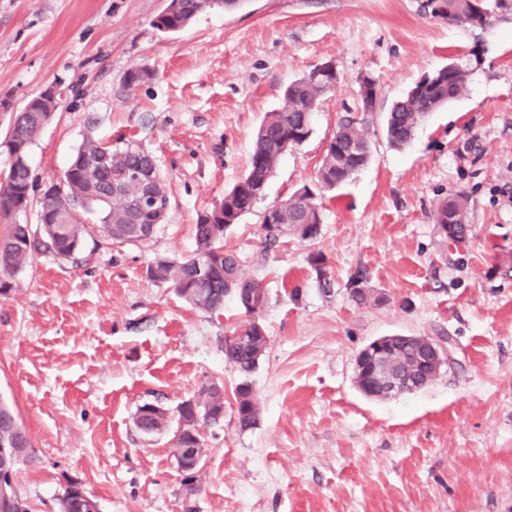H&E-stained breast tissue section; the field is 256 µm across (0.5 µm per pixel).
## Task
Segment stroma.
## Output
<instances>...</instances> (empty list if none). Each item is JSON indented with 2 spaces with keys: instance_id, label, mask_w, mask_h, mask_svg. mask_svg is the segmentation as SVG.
Returning <instances> with one entry per match:
<instances>
[{
  "instance_id": "35a3bbf8",
  "label": "stroma",
  "mask_w": 512,
  "mask_h": 512,
  "mask_svg": "<svg viewBox=\"0 0 512 512\" xmlns=\"http://www.w3.org/2000/svg\"><path fill=\"white\" fill-rule=\"evenodd\" d=\"M166 6L0 0V135L29 99L61 93L30 150L37 183L63 172L92 120L104 142H144L170 197L149 240L106 245L88 217L73 258L36 255L0 295V399L30 437L35 461L15 476L29 512H58L71 482L100 512H512V23L450 22L421 0H244L164 34L154 21ZM329 60L339 79L311 136L222 239L268 297L252 376L259 413L244 429L239 376L224 361L241 307L230 295L222 311L201 312L148 266L194 254L199 216L247 173L266 113ZM451 62L467 73L465 92L392 148L389 108ZM367 77L379 88L359 125L368 164L318 191L316 239L267 245L265 209L315 188ZM455 194L470 225L459 246L434 223ZM317 252L331 288L308 261ZM358 279L379 301H352ZM388 335L452 339L453 363L418 392L369 398L354 360ZM212 382L224 386V419L200 428L190 494L176 423L147 435L135 414L147 403L176 411Z\"/></svg>"
}]
</instances>
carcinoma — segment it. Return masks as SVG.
Returning a JSON list of instances; mask_svg holds the SVG:
<instances>
[{
    "instance_id": "cac0c4a2",
    "label": "carcinoma",
    "mask_w": 512,
    "mask_h": 512,
    "mask_svg": "<svg viewBox=\"0 0 512 512\" xmlns=\"http://www.w3.org/2000/svg\"><path fill=\"white\" fill-rule=\"evenodd\" d=\"M201 13L197 0H179V10L161 19L167 27L186 28ZM466 73L456 67L448 78V89L438 95L417 96L412 92L395 102L386 116V133L390 145L400 149L408 144L423 117L455 99L465 89ZM333 85L329 79L316 76L311 68L295 79L283 92L280 108L267 113L259 126L253 141L251 162L243 181L237 182L224 192V198L214 204L210 211L200 217L195 225L196 252L180 261L157 258L149 268V277L158 283L168 284L192 307L203 312H215L224 308V297L237 293L242 288H258L255 280L241 274L240 262L232 253H224L220 264L215 265V251L223 249L221 240L213 236L215 229L225 230L245 214L251 212L258 198L242 188V182L252 186H266L273 177L282 156V142L291 133L306 139L312 132L308 125V109ZM52 100L34 97L25 112H19L13 121V131L8 145L12 146L16 161L5 175L0 177V215L9 217L27 209L33 202L39 203L37 211L41 237H36L27 224H10L0 235V295L11 288V278L21 270L38 250L50 252L58 258L68 259L81 247L86 230L83 217L95 214L100 222L101 237L107 245L136 244L151 237L156 225L153 224L151 206L140 210L143 224L128 223L131 203L139 196L135 179L118 189L111 188V171H139L154 158L151 151H132L129 144L110 147L111 169L88 171L86 163L97 155L105 143L93 135V126H88L83 142L72 156L68 166V184L65 199H42L34 196V180L29 164V152L41 129L53 116ZM336 144L326 150L317 180L324 190L329 191L337 181L347 182L364 167L369 155L358 158L348 151L351 143L363 142L356 119L345 118L334 134ZM450 211L458 220L449 228V241L460 243L466 239V204L462 195L456 194L440 203L436 213ZM278 229L275 233L264 228L265 240L273 245L280 234L293 231L305 240H313L319 234L321 220L318 205L304 198L290 196L281 202L278 210ZM350 298L359 305L370 300L371 289L362 280L352 283ZM266 338L257 337L241 344L224 340V361L234 368L243 380L235 390L236 414L240 427L252 426L257 420L258 407L253 387L248 376L255 370L265 348ZM171 422L166 409H158L151 415L136 416L137 427L145 432L158 431ZM15 442L17 448H29L31 442L26 428L19 419L13 427L0 426V444ZM0 512H28L25 500L14 492L10 499L0 498Z\"/></svg>"
}]
</instances>
